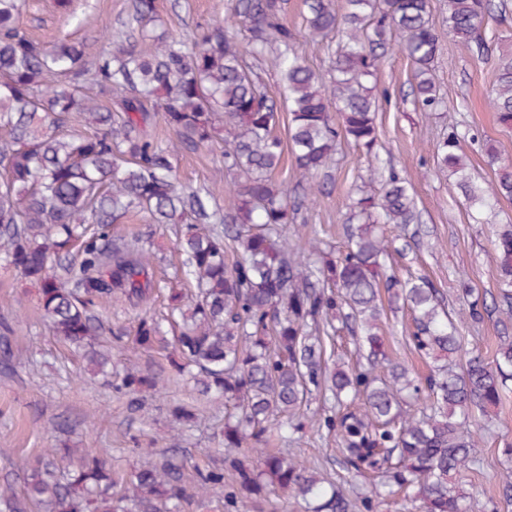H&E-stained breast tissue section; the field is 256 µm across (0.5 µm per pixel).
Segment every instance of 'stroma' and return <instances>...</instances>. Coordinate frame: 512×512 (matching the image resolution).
Returning <instances> with one entry per match:
<instances>
[{"label": "stroma", "instance_id": "1", "mask_svg": "<svg viewBox=\"0 0 512 512\" xmlns=\"http://www.w3.org/2000/svg\"><path fill=\"white\" fill-rule=\"evenodd\" d=\"M494 2L496 8L484 29L490 47L484 56L463 50L440 24L442 53L436 81L450 104L448 111L417 109L411 95L413 68L401 52L383 59L375 80L379 98L376 151L411 184L422 215L418 245L407 255H394L392 262L398 269L407 268L431 280L452 311L467 307L470 298L487 299L496 293V233L501 225L512 223L509 201L499 203L491 223H475V211L454 178L439 171L434 162L438 141L452 131L458 133L468 168L481 185H488L497 173L486 147L512 160V131L498 124L489 100L496 49L512 41V0ZM229 4L230 0H158L165 27L184 35L224 19ZM129 6L130 0H72L70 11L64 12L57 9L56 0H25L22 22L36 41L47 43L68 35L84 41L93 54L99 51L100 35L105 31L113 44H129L125 25ZM284 20L296 31L299 50L309 66L326 74L330 57L305 33L302 0H288ZM177 175L183 186L207 190L221 201L236 180L225 170L220 155L205 149L180 155ZM359 186L371 194L381 189L379 181L370 180L363 153L341 145L327 193L299 214L297 224L286 226L289 244H298L297 225L305 222L323 228L332 244L342 245L351 197ZM119 225L123 234L150 239L157 277L172 275L181 258L174 250L169 227L148 223L141 213L121 218ZM0 314L11 318L15 326L13 363L10 369L0 370V482L7 480L22 489L24 473L33 460L65 444L103 451L112 468L126 475L167 454L174 437L179 440L177 459L185 476H192L198 466L222 465L223 407L210 405L192 384L171 376L172 339L149 352L133 350L130 334L139 308L115 298L99 311L105 329L125 332L122 343L112 347L113 362L137 366L160 380V393H146L139 412L128 410L125 397L84 373L80 357L53 336L39 309L34 285L1 260ZM178 405L196 408V419L177 420L172 410ZM61 421L68 422V430H56ZM481 435V460L463 476L466 489L474 496L472 512H486L489 499L498 495L497 476L505 465L500 449L512 444V391L485 422Z\"/></svg>", "mask_w": 512, "mask_h": 512}]
</instances>
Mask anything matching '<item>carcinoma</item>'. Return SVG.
<instances>
[{"label":"carcinoma","mask_w":512,"mask_h":512,"mask_svg":"<svg viewBox=\"0 0 512 512\" xmlns=\"http://www.w3.org/2000/svg\"><path fill=\"white\" fill-rule=\"evenodd\" d=\"M447 2L448 35L473 55L487 53L481 33L492 0ZM22 10L23 0H0V250L37 286L53 335L107 378L112 347L100 340L97 309L118 295L146 306L160 287L146 241L122 234L116 221L137 211L174 226L181 273L194 291L169 282L166 314H141L134 344L149 352L164 325L174 331L171 370H189L202 394L224 401V466L187 483L180 465L164 459L126 479L97 451L54 448L26 470L23 494L0 486V512H194L216 490L224 512H256L271 487L304 502L306 512H378L400 493L420 512H471L461 477L480 461L472 426L512 380V336L499 337L486 363L467 356L459 327L492 309L512 320V224L497 233L499 288L490 305L476 300L454 317L426 278L387 273L386 260L406 245L395 246L382 225L407 228L420 213L406 181L379 165L378 98L369 87L397 49L413 65L419 111L447 106L433 76L440 37L430 0H303L304 29L332 59L327 83L282 23L285 0H231L224 21L189 40L155 33L156 0H132L126 26L134 41L96 55L71 37L27 38ZM239 24L249 33L246 48L234 34ZM267 57L279 74L277 96L258 72ZM495 82L492 109L512 129L509 49L497 57ZM95 88L113 96L115 109L99 104ZM283 112L295 166L308 179L294 197L273 179ZM75 113L92 133L61 132ZM158 116L175 135L166 146L148 133ZM343 142L364 152L381 193L355 200L344 249L326 250L322 230L305 224L307 250L297 252L279 226L296 222L325 192ZM214 145L224 168L239 175L225 206L176 176L179 153ZM488 157L500 164L497 153ZM436 165L481 209L512 200V165L500 164L491 185H474L455 133L439 141ZM384 293L410 311L413 349L437 362L423 377L389 358L380 334ZM343 330L360 356L351 368L326 348ZM12 333L0 318L5 369L14 359ZM115 390L138 411L143 393L159 388L156 378L128 369ZM314 396L322 408L309 424L299 410ZM308 427L334 439L341 470L371 478L366 492L353 497L301 455L269 447L274 438L299 443ZM497 478L499 502L512 505V468Z\"/></svg>","instance_id":"carcinoma-1"}]
</instances>
